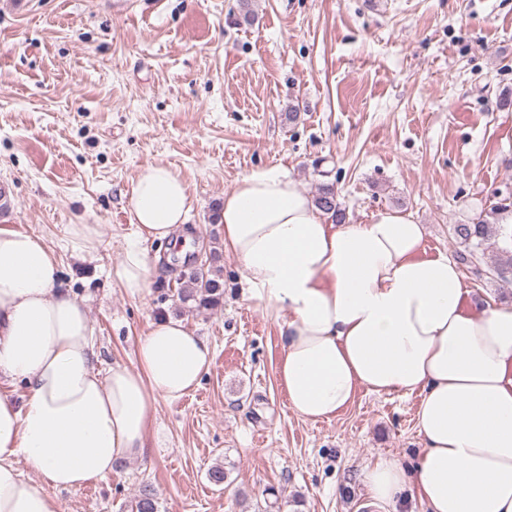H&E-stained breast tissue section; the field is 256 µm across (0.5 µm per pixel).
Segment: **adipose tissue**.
<instances>
[{"label":"adipose tissue","mask_w":512,"mask_h":512,"mask_svg":"<svg viewBox=\"0 0 512 512\" xmlns=\"http://www.w3.org/2000/svg\"><path fill=\"white\" fill-rule=\"evenodd\" d=\"M129 205L137 238L111 277L140 298L144 242L178 238L192 200L179 172L148 163ZM219 222L250 298L288 314L276 372L299 417L333 419L362 389L418 395L417 464L368 467L374 506L411 495L424 512H512V305L469 303L457 263L423 256L425 227L411 217L329 223L278 167L238 179ZM57 273L43 238L0 229V375L26 388L21 403L0 393V512H58L57 491L143 455L157 398L184 396L212 362L208 342L166 316L139 338L135 367L98 370L88 311Z\"/></svg>","instance_id":"1"}]
</instances>
